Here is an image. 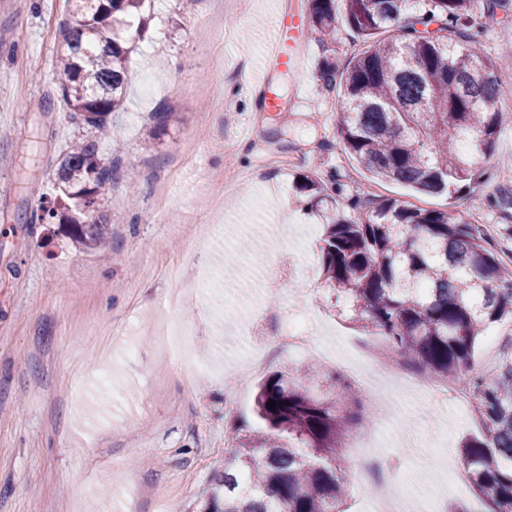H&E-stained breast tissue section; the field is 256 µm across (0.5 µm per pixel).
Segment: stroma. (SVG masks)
Masks as SVG:
<instances>
[{"label": "stroma", "instance_id": "35a3bbf8", "mask_svg": "<svg viewBox=\"0 0 512 512\" xmlns=\"http://www.w3.org/2000/svg\"><path fill=\"white\" fill-rule=\"evenodd\" d=\"M299 2L153 0L124 106L100 147L136 181H117L101 204L109 249L87 251L39 219L62 156L95 137L61 97L65 0H0V512H198L232 452L225 433L255 422L257 383L278 371L311 386L337 370L345 337L364 330L322 279L324 226L303 205L305 177L335 172L347 197L464 213L476 204L487 223H502L493 198L512 169V110L501 113L486 180L452 202L372 181L344 149L341 93L326 91L320 76L323 60L341 69L364 48L344 8L334 39L304 35L300 68L273 82L281 111H263L252 81L278 15ZM483 29L489 54L506 63L501 94L512 97V16L484 20ZM144 70L159 83L149 95ZM162 109L177 122H150ZM159 181L168 187L162 200L153 194ZM218 222L291 232L235 235L248 250L232 263L203 247L185 251L199 225ZM272 263L293 266V282L264 288L240 272ZM256 303L290 321L312 314L322 353L270 350L260 369L243 363ZM480 433L464 409L407 401L375 453L392 464L394 482L414 477L424 501L483 512L448 476L449 459ZM365 454L357 436L345 439L346 512L372 510L370 482L358 473Z\"/></svg>", "mask_w": 512, "mask_h": 512}]
</instances>
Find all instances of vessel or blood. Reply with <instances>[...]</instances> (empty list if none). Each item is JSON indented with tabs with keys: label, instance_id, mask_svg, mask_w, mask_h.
<instances>
[{
	"label": "vessel or blood",
	"instance_id": "1",
	"mask_svg": "<svg viewBox=\"0 0 512 512\" xmlns=\"http://www.w3.org/2000/svg\"><path fill=\"white\" fill-rule=\"evenodd\" d=\"M280 37L269 46L264 62L263 74L256 81L257 95L267 110H274L278 104L275 94L270 89L274 73L287 72L299 66L302 57L298 45L304 33L302 15L296 10H289L280 15Z\"/></svg>",
	"mask_w": 512,
	"mask_h": 512
}]
</instances>
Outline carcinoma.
<instances>
[{"instance_id":"cac0c4a2","label":"carcinoma","mask_w":512,"mask_h":512,"mask_svg":"<svg viewBox=\"0 0 512 512\" xmlns=\"http://www.w3.org/2000/svg\"><path fill=\"white\" fill-rule=\"evenodd\" d=\"M345 22L367 44L342 71L339 135L344 149L379 181L453 198L481 181L494 157L498 62L482 49L476 16L492 18L512 0H343ZM57 71L70 116L101 131L123 104L131 49L146 0H66ZM314 33L334 38V0H308ZM119 167L106 165L95 139L66 153L56 194L39 220L58 221L74 243L105 246L97 208ZM304 190L324 211L321 274L350 299L355 319L386 337L423 379L462 382L476 393L481 436L467 440L461 465L487 512H512V336L494 373L476 369L485 330L512 321V270L502 260L512 224L483 235L460 211L428 210L398 199L356 194L352 213L335 206L320 179ZM343 407L276 372L260 384V426L235 434L236 451L200 512H345L343 441L368 417L358 391L334 374ZM277 402L275 409L267 406Z\"/></svg>"}]
</instances>
